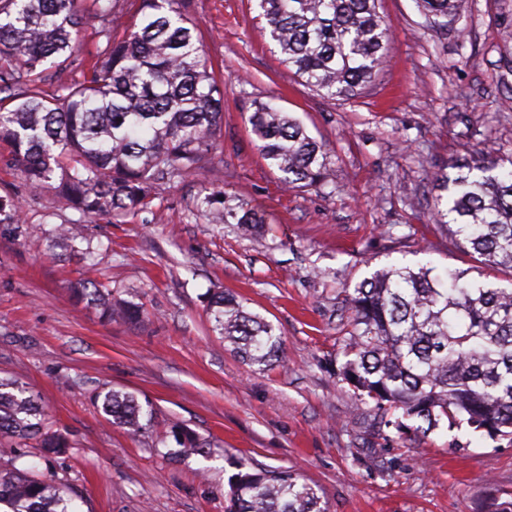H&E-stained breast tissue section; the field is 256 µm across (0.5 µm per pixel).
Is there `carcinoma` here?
<instances>
[{
	"label": "carcinoma",
	"instance_id": "carcinoma-1",
	"mask_svg": "<svg viewBox=\"0 0 512 512\" xmlns=\"http://www.w3.org/2000/svg\"><path fill=\"white\" fill-rule=\"evenodd\" d=\"M258 17L281 62L320 96L361 94L374 79L392 24L379 0H255ZM432 27L445 29L459 0H416ZM113 0H0V142L36 190L50 189L84 217L118 216L148 207L161 182L179 183L206 169L224 127V101L185 0H141L122 21ZM82 25L97 29L90 73L53 94L39 82L77 49ZM123 28L122 36L115 35ZM258 148L287 189L329 184L328 157L303 124L265 102L248 118ZM455 176L436 178L431 220L469 244L492 271L512 274V153L488 143ZM212 224L235 223L253 234L263 220L238 210L214 190L197 201ZM18 208L0 196V224H15ZM82 237V224H61L54 244ZM425 265L384 266L347 295V335L340 337L343 380L354 398L373 405L380 423L424 438L466 422L492 439L512 441V288L448 272V285ZM72 296L106 321L135 325L143 306L117 296L110 282L87 274ZM212 331L252 367L286 363L279 327L245 310L232 293H209ZM104 419L137 437L153 410L136 395L103 388L95 396ZM41 456L69 453L68 439L49 426L41 403L15 376L0 377V440ZM185 456H207L208 443L181 431ZM18 453L0 460V505L10 512H69L52 471L29 474ZM226 512H327L319 489L298 473L243 462Z\"/></svg>",
	"mask_w": 512,
	"mask_h": 512
}]
</instances>
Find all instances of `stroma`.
Wrapping results in <instances>:
<instances>
[{
  "instance_id": "1",
  "label": "stroma",
  "mask_w": 512,
  "mask_h": 512,
  "mask_svg": "<svg viewBox=\"0 0 512 512\" xmlns=\"http://www.w3.org/2000/svg\"><path fill=\"white\" fill-rule=\"evenodd\" d=\"M187 3L224 91L223 137L204 172L157 187L146 209L84 218L30 187L0 144V196L14 197L22 230L0 233V376H20L69 439L57 476L77 512H224L237 461L299 473L328 512H512L511 441L465 424L399 438L355 403L338 344L346 294L378 268L477 278L429 211L436 175L472 144L512 152L502 42L512 0H462L446 30L428 27L415 0H381L392 23L384 63L361 95L336 101L281 63L255 0ZM78 41L46 71L44 91L88 75L93 28ZM269 100L323 144L331 188L282 187L248 122ZM213 187L257 211L264 233L209 223L194 202ZM77 220L83 238L51 246L55 227ZM90 246L100 278L142 303L138 325L104 321L72 298ZM214 288L279 326L287 368L256 371L212 333L204 297ZM104 387L150 402L142 437L105 421L93 401ZM179 429L209 440V456L176 457Z\"/></svg>"
}]
</instances>
